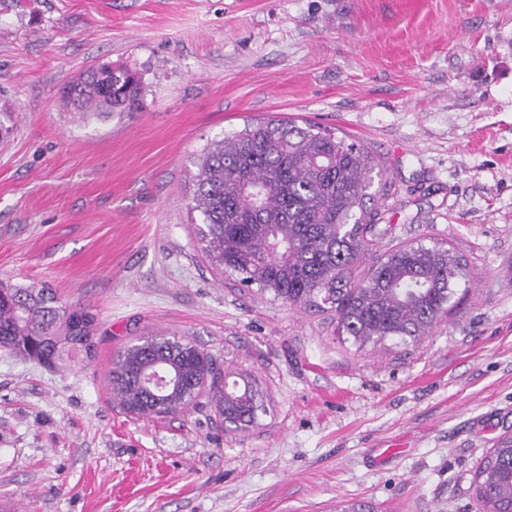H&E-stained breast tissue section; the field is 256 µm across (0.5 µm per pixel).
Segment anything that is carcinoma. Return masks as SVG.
<instances>
[{
	"label": "carcinoma",
	"mask_w": 512,
	"mask_h": 512,
	"mask_svg": "<svg viewBox=\"0 0 512 512\" xmlns=\"http://www.w3.org/2000/svg\"><path fill=\"white\" fill-rule=\"evenodd\" d=\"M132 71L105 65L68 85L64 95L84 119L131 112L140 104ZM377 164L360 142L315 123L271 119L211 143L195 175V233L211 263L247 288L295 307L316 308L354 343L418 341L448 313L465 265L437 244L386 251L367 275L352 270L372 248L381 212L370 206ZM93 317L59 304L52 289L0 283V348L52 366L89 354ZM179 378L170 391H149L158 365ZM210 378L209 398L224 414L223 377L215 360L183 338L148 336L112 360V398L129 413L172 414L193 402ZM250 383L238 393L237 428L261 409ZM482 512H512V437L499 440L473 476Z\"/></svg>",
	"instance_id": "cac0c4a2"
}]
</instances>
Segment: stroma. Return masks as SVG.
I'll return each mask as SVG.
<instances>
[{
    "mask_svg": "<svg viewBox=\"0 0 512 512\" xmlns=\"http://www.w3.org/2000/svg\"><path fill=\"white\" fill-rule=\"evenodd\" d=\"M103 64L142 106L83 120L61 87ZM0 282L94 318L92 356L0 350V504L11 512H478L512 436V0H0ZM363 143L382 248L467 265L416 343L357 348L327 315L242 289L194 228L200 157L266 119ZM185 337L265 410L165 417L113 401L112 360ZM240 391L237 395L238 402L235 404L236 417L231 420L235 428L253 424L257 418V411L262 407L259 392L249 382L244 383V388Z\"/></svg>",
    "mask_w": 512,
    "mask_h": 512,
    "instance_id": "35a3bbf8",
    "label": "stroma"
}]
</instances>
